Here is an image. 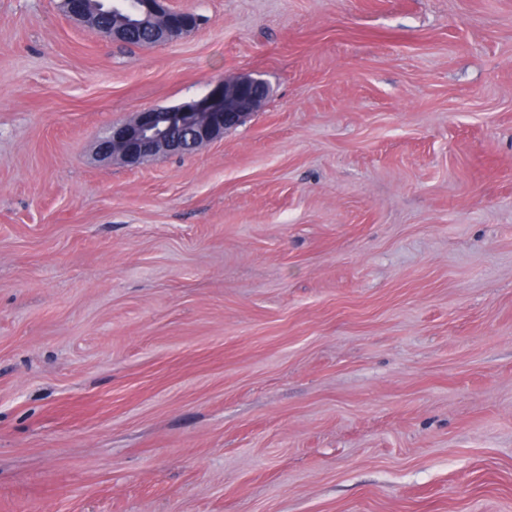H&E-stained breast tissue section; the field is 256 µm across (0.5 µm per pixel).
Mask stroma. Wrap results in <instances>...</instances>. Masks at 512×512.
Returning <instances> with one entry per match:
<instances>
[{
	"label": "stroma",
	"mask_w": 512,
	"mask_h": 512,
	"mask_svg": "<svg viewBox=\"0 0 512 512\" xmlns=\"http://www.w3.org/2000/svg\"><path fill=\"white\" fill-rule=\"evenodd\" d=\"M58 3L0 0V512H512V0ZM139 10L122 25L97 24L96 0H62L63 13L74 22L97 30L112 42H123L144 28L152 27V44L171 43L183 37L194 27V14L172 8L169 0H142ZM150 41V33L144 31L125 42L126 46H143ZM156 42V43H155ZM264 82L245 74L218 81L200 99L138 112L133 120L115 123L105 132L99 152L104 158L132 167L157 155L190 154L221 139L224 131L256 112L266 98ZM269 95L270 89L267 98ZM179 130L190 131L194 141L187 143L177 134Z\"/></svg>",
	"instance_id": "1"
}]
</instances>
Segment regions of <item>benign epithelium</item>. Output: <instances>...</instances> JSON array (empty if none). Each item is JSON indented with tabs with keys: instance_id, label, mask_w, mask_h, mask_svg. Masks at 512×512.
<instances>
[{
	"instance_id": "7a95c632",
	"label": "benign epithelium",
	"mask_w": 512,
	"mask_h": 512,
	"mask_svg": "<svg viewBox=\"0 0 512 512\" xmlns=\"http://www.w3.org/2000/svg\"><path fill=\"white\" fill-rule=\"evenodd\" d=\"M64 14L74 22L122 42L150 28L152 42L171 43L194 27V14L175 9L169 0H143L122 25L97 24L96 0H62ZM266 98L264 80L251 74L220 80L200 99L176 107L136 113L131 121L113 124L101 137L100 154L126 166H138L163 154H190L257 111Z\"/></svg>"
}]
</instances>
